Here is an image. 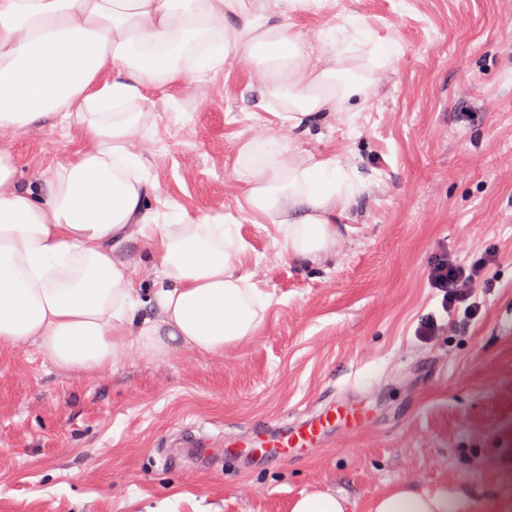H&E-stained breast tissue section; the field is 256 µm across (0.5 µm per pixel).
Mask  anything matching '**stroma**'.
Masks as SVG:
<instances>
[{
    "instance_id": "1",
    "label": "stroma",
    "mask_w": 512,
    "mask_h": 512,
    "mask_svg": "<svg viewBox=\"0 0 512 512\" xmlns=\"http://www.w3.org/2000/svg\"><path fill=\"white\" fill-rule=\"evenodd\" d=\"M362 17L399 58L352 120L307 147L350 159L368 185L315 259L291 256L276 225L239 209V136L268 122L246 62L207 87L147 90L152 126L133 141L161 199L195 218L237 217L242 273L273 304L249 340L163 362L129 353L87 378L27 341L0 353V512H291L313 491L354 512L396 485L468 495L512 512V0H329L290 21L313 36ZM0 143L30 178L81 147L77 127ZM483 261L480 314L444 311L428 273L440 255ZM434 317L438 333L418 334ZM364 407L287 458L242 440L320 410Z\"/></svg>"
}]
</instances>
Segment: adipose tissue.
<instances>
[{
	"instance_id": "adipose-tissue-1",
	"label": "adipose tissue",
	"mask_w": 512,
	"mask_h": 512,
	"mask_svg": "<svg viewBox=\"0 0 512 512\" xmlns=\"http://www.w3.org/2000/svg\"><path fill=\"white\" fill-rule=\"evenodd\" d=\"M328 0H0V130L77 120L73 158L22 180L0 146V350L32 341L55 367L86 377L128 352L148 361L186 349L223 353L251 338L272 303L239 272L232 222L148 207L158 187L130 149L147 130L145 92L206 87L227 57L247 61L263 109L294 136L244 138L233 171L243 208L278 227L296 256L336 243V226L365 186L339 155L304 147L330 115L370 100L400 54L348 16L309 40L288 20ZM131 242L156 249L161 271L143 302L121 259ZM469 498L398 485L367 512H472Z\"/></svg>"
}]
</instances>
